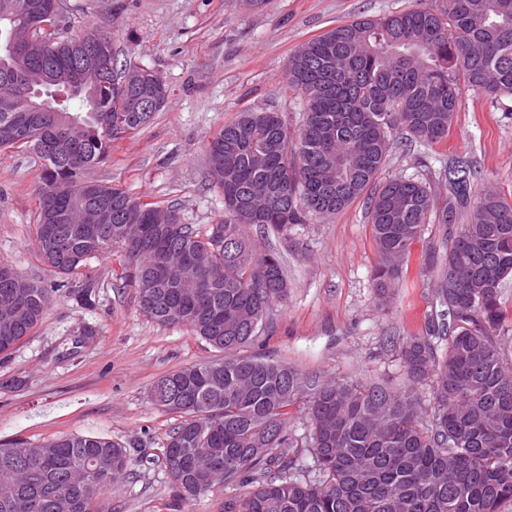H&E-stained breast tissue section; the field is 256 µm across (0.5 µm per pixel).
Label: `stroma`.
I'll list each match as a JSON object with an SVG mask.
<instances>
[{
    "instance_id": "1",
    "label": "stroma",
    "mask_w": 512,
    "mask_h": 512,
    "mask_svg": "<svg viewBox=\"0 0 512 512\" xmlns=\"http://www.w3.org/2000/svg\"><path fill=\"white\" fill-rule=\"evenodd\" d=\"M417 0H61L69 33L104 27L118 63L159 73L168 99L141 132L113 148L93 178L176 209L182 223L205 228L224 219L207 144L247 108L273 109L298 123L301 101L288 87L289 56L299 46L361 16L415 6ZM472 159L481 186L512 201V112L467 90L448 137L427 146L398 140L381 179L412 176L437 198L448 185L441 163ZM41 161L31 151H0V264L53 289L43 319L0 353V443L43 441L75 433L101 436L129 450L130 471L99 501V512H224V486L174 501L161 450L178 415L153 405L151 385L219 353L184 327L145 317L133 288L120 280V251L63 275L37 255L35 188ZM258 252L276 251L288 297L268 314V336L253 354L287 361L322 380L406 383L395 345L426 332L440 308L413 248L407 273L380 305L372 270L378 255L363 200L301 224L281 237L252 231Z\"/></svg>"
}]
</instances>
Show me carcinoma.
I'll return each instance as SVG.
<instances>
[{
	"label": "carcinoma",
	"mask_w": 512,
	"mask_h": 512,
	"mask_svg": "<svg viewBox=\"0 0 512 512\" xmlns=\"http://www.w3.org/2000/svg\"><path fill=\"white\" fill-rule=\"evenodd\" d=\"M434 2L340 25L296 49L287 77L301 96L300 125L270 109H246L224 124L208 145L210 165H224V223L202 230L162 224L161 212L176 218V210L87 177L113 143L153 118L133 109L137 98L162 95L148 69L127 90L116 78L132 65L114 57L78 95L43 80L48 69L60 78L71 71L74 38L62 19L20 53L26 80L39 84L53 112H28L17 95L13 111H0V151L25 148L42 160L38 225L58 226L62 247L37 236L41 261L72 274L121 250L128 266L120 279L136 288L143 315L184 326L224 353L153 384L170 383L150 399L181 417L162 450L176 496L200 497L219 484L244 489L224 498V512H499L512 501V315L500 302L512 277V203L475 190L476 167L463 157L442 165L449 195L440 209L416 177L378 183L398 132L423 144L448 137L462 89L497 102L512 97V0ZM54 112L80 116L82 127L65 128ZM64 135L72 153L56 163L48 144ZM82 185L96 191L91 204L112 206L118 219L63 223ZM363 195L382 302L393 297L423 226L437 223L422 265L437 273L443 310L427 335L399 342L407 386L322 382L284 360L239 354L258 342L288 288L276 253H257L249 230L286 237ZM158 263L171 279L144 276ZM6 296L15 311L0 306V353L29 335L52 301L51 290L19 274L0 277V301ZM295 409L308 423L302 441L288 434ZM303 454L310 465L298 464ZM129 464L126 447L99 436L0 444V512H97Z\"/></svg>",
	"instance_id": "1"
}]
</instances>
